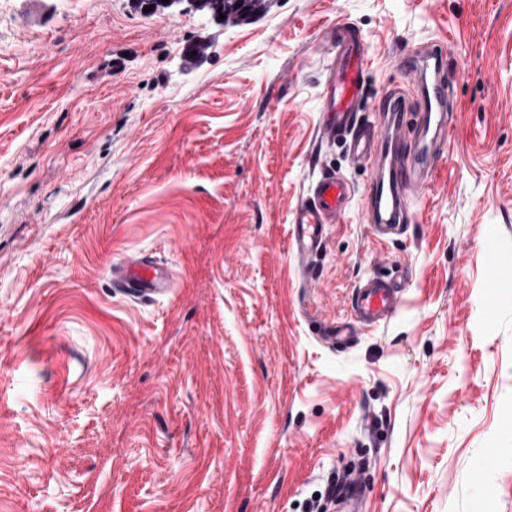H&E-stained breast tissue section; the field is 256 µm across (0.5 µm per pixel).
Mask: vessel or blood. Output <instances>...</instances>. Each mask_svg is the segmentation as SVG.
Returning a JSON list of instances; mask_svg holds the SVG:
<instances>
[{
    "label": "vessel or blood",
    "mask_w": 512,
    "mask_h": 512,
    "mask_svg": "<svg viewBox=\"0 0 512 512\" xmlns=\"http://www.w3.org/2000/svg\"><path fill=\"white\" fill-rule=\"evenodd\" d=\"M447 56L446 46L436 44L399 58L398 68L411 78L407 94L393 93L376 106L374 121L360 124L356 114L370 60L353 30H343L336 40V56L324 84L323 132L333 140L346 139L353 162L372 169L365 206L378 239L389 238L412 221L415 197L427 193L435 181L437 160L448 145L458 109ZM354 197L345 174L326 171L296 208L290 250L303 278L314 272L325 226L346 212ZM112 286L131 299L149 300L171 293L174 273L171 266L148 256L130 255L113 265ZM402 296L394 280L367 277L353 293L351 320L322 323L319 340L333 348L347 344L357 329L386 324L399 310Z\"/></svg>",
    "instance_id": "obj_1"
}]
</instances>
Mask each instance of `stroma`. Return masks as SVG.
Wrapping results in <instances>:
<instances>
[{
	"label": "stroma",
	"mask_w": 512,
	"mask_h": 512,
	"mask_svg": "<svg viewBox=\"0 0 512 512\" xmlns=\"http://www.w3.org/2000/svg\"><path fill=\"white\" fill-rule=\"evenodd\" d=\"M346 24L371 58L445 42L459 110L418 218L362 200L311 281L287 251L325 170L323 85ZM203 45L189 61L187 50ZM512 0H271L232 26L187 0H0V512H305L364 450V512H512ZM174 266L131 301L122 258ZM404 303L347 345L366 276Z\"/></svg>",
	"instance_id": "35a3bbf8"
}]
</instances>
